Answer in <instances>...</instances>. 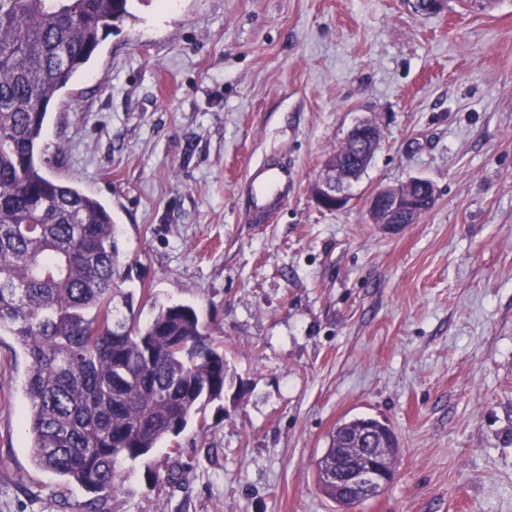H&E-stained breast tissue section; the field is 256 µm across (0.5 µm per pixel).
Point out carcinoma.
Returning a JSON list of instances; mask_svg holds the SVG:
<instances>
[{
    "label": "carcinoma",
    "mask_w": 512,
    "mask_h": 512,
    "mask_svg": "<svg viewBox=\"0 0 512 512\" xmlns=\"http://www.w3.org/2000/svg\"><path fill=\"white\" fill-rule=\"evenodd\" d=\"M131 0H10L0 7V336L30 365L24 392L33 464L92 494L101 512L120 461L147 457L224 394V348L190 305L140 324L125 293L112 212L39 160L48 112ZM363 418L330 434L314 466L343 512L357 506L325 475Z\"/></svg>",
    "instance_id": "1"
}]
</instances>
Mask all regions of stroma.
<instances>
[{
    "label": "stroma",
    "mask_w": 512,
    "mask_h": 512,
    "mask_svg": "<svg viewBox=\"0 0 512 512\" xmlns=\"http://www.w3.org/2000/svg\"><path fill=\"white\" fill-rule=\"evenodd\" d=\"M55 101L48 175L112 206L140 321L188 304L226 342L223 400L178 448L125 460L107 512H337L314 461L371 416L397 476L353 512H512V0H133ZM378 150L327 211L311 187L351 127ZM294 172L243 218L247 171ZM431 181L396 234L378 189ZM29 361L0 338V512H75L89 494L31 461ZM380 139V131L378 126L371 121H362L354 125L348 132L345 140H358L371 144L370 150L362 155V165H369Z\"/></svg>",
    "instance_id": "35a3bbf8"
}]
</instances>
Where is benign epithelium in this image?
<instances>
[{"instance_id": "obj_1", "label": "benign epithelium", "mask_w": 512, "mask_h": 512, "mask_svg": "<svg viewBox=\"0 0 512 512\" xmlns=\"http://www.w3.org/2000/svg\"><path fill=\"white\" fill-rule=\"evenodd\" d=\"M406 4L409 14L416 18L440 13L448 7L446 0H432L430 3L406 0ZM346 139L371 144L370 150L362 155V164L368 165L377 149L380 131L375 123L366 120L354 125ZM355 176L354 168L342 160L327 165L326 175L312 186V195L317 205L328 211L346 208L350 203L346 188ZM412 182L420 185V193H411L407 184L403 183L382 188L369 199L367 212L372 223L388 231L417 222L427 204L434 200L435 187L425 178H414ZM365 444L368 448L364 449L363 460L348 459L336 464V482L345 485L350 497L357 502L379 498L391 482L390 474L376 461L378 449L370 447L368 439Z\"/></svg>"}]
</instances>
